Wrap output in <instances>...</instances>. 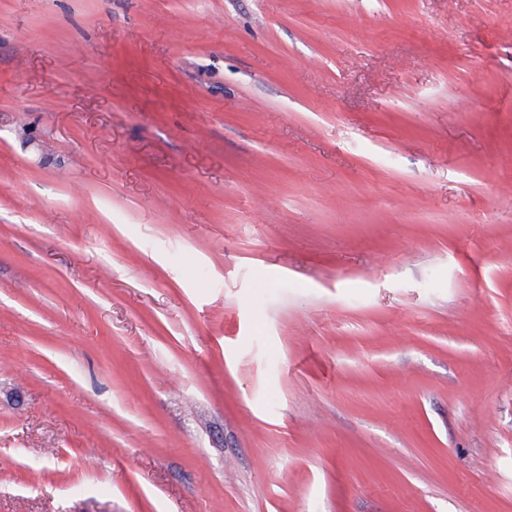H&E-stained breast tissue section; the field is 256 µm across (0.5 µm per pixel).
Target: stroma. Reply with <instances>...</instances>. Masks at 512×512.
<instances>
[{
	"instance_id": "35a3bbf8",
	"label": "stroma",
	"mask_w": 512,
	"mask_h": 512,
	"mask_svg": "<svg viewBox=\"0 0 512 512\" xmlns=\"http://www.w3.org/2000/svg\"><path fill=\"white\" fill-rule=\"evenodd\" d=\"M0 512H512V0H0Z\"/></svg>"
}]
</instances>
